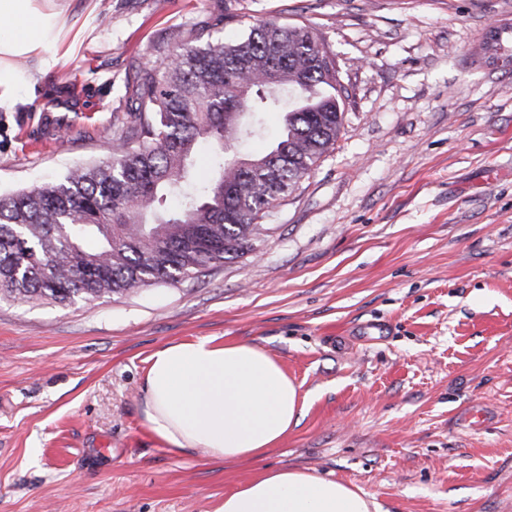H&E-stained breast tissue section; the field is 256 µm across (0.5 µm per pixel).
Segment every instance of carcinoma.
<instances>
[{
    "mask_svg": "<svg viewBox=\"0 0 512 512\" xmlns=\"http://www.w3.org/2000/svg\"><path fill=\"white\" fill-rule=\"evenodd\" d=\"M511 36L512 24L491 29L477 55L511 69ZM199 40L141 71L136 109L105 161L0 196V299L68 305L220 267L252 247L269 209L333 150L345 87L309 25L259 21L232 44ZM283 92L294 105L271 149L228 153L240 113L266 112ZM201 140L218 171L204 186L190 168ZM170 197L179 211L166 209Z\"/></svg>",
    "mask_w": 512,
    "mask_h": 512,
    "instance_id": "cac0c4a2",
    "label": "carcinoma"
}]
</instances>
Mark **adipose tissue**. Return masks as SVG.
<instances>
[{
    "mask_svg": "<svg viewBox=\"0 0 512 512\" xmlns=\"http://www.w3.org/2000/svg\"><path fill=\"white\" fill-rule=\"evenodd\" d=\"M62 13L53 0H0V110L13 111L32 77L16 61L56 65ZM148 429L171 454L227 463L258 460L299 422L306 396L260 346L197 337L156 350L144 379ZM348 485L298 468L263 469L224 496L217 512H371Z\"/></svg>",
    "mask_w": 512,
    "mask_h": 512,
    "instance_id": "obj_1",
    "label": "adipose tissue"
}]
</instances>
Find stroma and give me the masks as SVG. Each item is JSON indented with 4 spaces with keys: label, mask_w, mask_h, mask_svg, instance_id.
<instances>
[{
    "label": "stroma",
    "mask_w": 512,
    "mask_h": 512,
    "mask_svg": "<svg viewBox=\"0 0 512 512\" xmlns=\"http://www.w3.org/2000/svg\"><path fill=\"white\" fill-rule=\"evenodd\" d=\"M66 36L0 111V195L108 157L141 68L189 33L304 22L346 88L334 149L252 251L200 279L67 306L0 300V512H216L266 467L377 512H512V70L476 49L512 0H56ZM213 336L275 357L308 400L279 448H161L150 355Z\"/></svg>",
    "instance_id": "obj_1"
}]
</instances>
